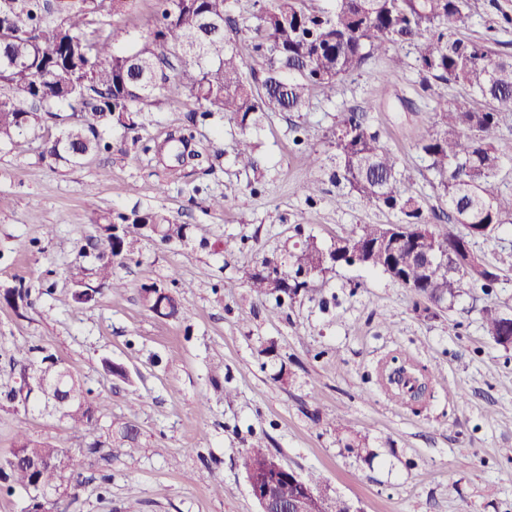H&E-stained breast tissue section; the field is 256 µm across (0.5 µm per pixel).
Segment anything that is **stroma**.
<instances>
[{
	"label": "stroma",
	"mask_w": 512,
	"mask_h": 512,
	"mask_svg": "<svg viewBox=\"0 0 512 512\" xmlns=\"http://www.w3.org/2000/svg\"><path fill=\"white\" fill-rule=\"evenodd\" d=\"M158 7L128 0L115 13L116 51L148 37ZM466 12L460 36L492 57L512 55V0H469ZM416 56L412 46L386 47L338 80L334 95L315 87L301 111L268 113L249 133L254 169L236 162L240 131L219 112L198 122L183 161L164 151L188 124L194 102L185 96L147 107L137 131L112 128L109 149L76 166L40 156L69 119L63 104L25 151L0 146V283L30 288L27 305H0V460L22 429L70 449L81 484L63 496L46 490L53 512H257L245 458L258 441L301 476H320L321 493L351 512H512V347L491 341L479 315L486 306L512 314V231L474 246L498 284L465 289L444 312L358 265L281 305L247 286L253 268L278 260L299 235L328 247L352 225L399 223L330 181L342 113H366L400 160L403 188L428 211H447L415 138L438 100L464 91L423 81ZM313 153L321 167L310 165ZM312 182L321 185L313 197ZM220 196L229 207L210 209ZM134 208L206 233L180 244L144 240L118 270L123 291L76 303L69 271L93 263L96 215ZM144 284L172 291L179 317L153 316ZM47 355L105 400L90 429L2 398L19 387L22 360ZM109 362L124 376L108 373ZM397 362L424 374L419 398L382 385L381 368ZM117 420L133 422L137 441L84 455L108 442Z\"/></svg>",
	"instance_id": "1"
}]
</instances>
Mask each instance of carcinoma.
Instances as JSON below:
<instances>
[{
	"instance_id": "carcinoma-1",
	"label": "carcinoma",
	"mask_w": 512,
	"mask_h": 512,
	"mask_svg": "<svg viewBox=\"0 0 512 512\" xmlns=\"http://www.w3.org/2000/svg\"><path fill=\"white\" fill-rule=\"evenodd\" d=\"M0 28V145L22 147V138L36 133L41 112L63 103L72 112L70 121L46 146L42 158L78 165L93 150L107 147L102 138L114 125L136 131L145 107L161 99L185 95L194 100L200 118L213 112L229 114L242 136L235 143V159L245 168L256 166L247 130L268 112H298L306 104L311 87L334 90L336 81L358 69L387 45L410 44L417 49V65L423 80L461 85L471 97L434 108L429 128L417 135L415 146L427 159L433 186L448 205V215H430L421 200L400 189L403 173L395 153L370 130L364 115L349 112L336 126V166L332 178L345 184L369 206L387 208L402 216L404 224H426L430 233L418 247L433 251L461 241L470 224H486L488 240L512 224V198L503 196L499 174L502 158L494 135L504 112L512 111V59H494L477 42L453 37L450 29L465 24V0H330L328 9L309 6L311 0H270V5L250 28L252 49L262 60V77L244 75L239 51L241 29L232 17L228 0H161L160 24L141 46L117 52L110 35L96 17L116 13L119 0H12ZM207 19L218 26L203 29ZM201 43L197 59L189 48ZM171 48L180 58L172 67L159 48ZM151 224L162 242H180L193 231L166 213L134 209L101 217V237L110 240L112 258L97 256L88 269L76 265L75 283L86 282L91 296L73 294L86 303L104 288L115 292L125 287L117 267L139 249L142 225ZM379 224H356L342 237L346 242H376ZM329 249L315 237L284 250L279 262H262L268 272H252L248 286L258 296L284 295L290 299L307 291L305 272L325 279L336 272V263L324 255ZM403 278H421L408 253L400 255ZM481 271L468 275L440 267L427 276L418 297L427 301L438 294L453 306L463 288H492ZM30 289L24 284L7 289L3 302L15 309ZM144 304L160 317L178 314L171 294L153 286L142 288ZM486 335L498 342L504 312L495 307L481 310ZM67 366L46 356L36 367L53 378ZM74 404L66 422L74 431L93 426L105 410L103 400L90 398V390L78 378L71 382ZM120 442L134 441L137 429L129 421L111 422ZM66 454L31 439L19 430L11 456L0 462V476L35 492L32 512H49L38 493L64 481L56 461ZM270 458L262 444L250 448L245 469L260 473Z\"/></svg>"
}]
</instances>
